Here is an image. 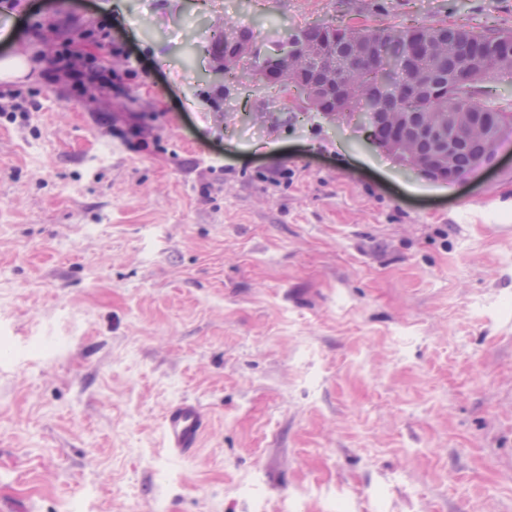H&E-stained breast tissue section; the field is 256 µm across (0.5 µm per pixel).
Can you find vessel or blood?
Masks as SVG:
<instances>
[{
    "label": "vessel or blood",
    "instance_id": "obj_1",
    "mask_svg": "<svg viewBox=\"0 0 512 512\" xmlns=\"http://www.w3.org/2000/svg\"><path fill=\"white\" fill-rule=\"evenodd\" d=\"M208 417L201 404L184 399L169 406L162 419V434L167 450L188 456L200 447Z\"/></svg>",
    "mask_w": 512,
    "mask_h": 512
}]
</instances>
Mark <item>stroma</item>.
I'll return each mask as SVG.
<instances>
[{
    "label": "stroma",
    "instance_id": "obj_1",
    "mask_svg": "<svg viewBox=\"0 0 512 512\" xmlns=\"http://www.w3.org/2000/svg\"><path fill=\"white\" fill-rule=\"evenodd\" d=\"M20 0L0 123V502L12 512H512V134L445 185L356 122L218 90L226 20L512 31V0ZM103 19L120 77L69 92ZM199 401L175 457L165 410ZM80 39L98 45H107L112 52V26L102 22L85 26L79 32ZM74 52L72 50L71 40L68 38L62 42L60 48L56 51V57L53 58V65H57V68L64 71H69L72 88L74 91L84 85L85 78L88 74L85 70L94 78L98 79L100 83L108 85L112 88V71L101 69L94 58H86L81 60V67L79 68L73 63ZM85 69V70H84ZM2 99L5 101L2 102ZM0 101V118L5 117L10 123H15L18 118L21 123L28 120L30 112L28 101L20 93L11 91L0 93ZM208 417L201 404L184 399L169 406L162 419V434L167 450L189 456L200 447Z\"/></svg>",
    "mask_w": 512,
    "mask_h": 512
}]
</instances>
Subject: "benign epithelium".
<instances>
[{
	"label": "benign epithelium",
	"mask_w": 512,
	"mask_h": 512,
	"mask_svg": "<svg viewBox=\"0 0 512 512\" xmlns=\"http://www.w3.org/2000/svg\"><path fill=\"white\" fill-rule=\"evenodd\" d=\"M474 37L473 31L460 25L438 22L416 32L414 41L399 48L395 61L387 67L383 83L390 84L403 79L404 74L415 67L417 57L435 42L452 39L468 51ZM359 58H376L383 50V28L365 22H351L345 27L331 32L327 38L305 46L304 55L308 65L297 73L295 79L279 82L284 93L280 111L311 108L313 112L328 114L325 108L329 100L336 101V110L330 114L348 120H358L359 114L344 109L347 98L345 84L336 76V60L339 48ZM499 59L497 71L492 77H505L512 74V35L505 34L493 44ZM297 51V44L289 39L274 50L262 54L254 42H245L236 37L229 43V50L222 57L213 59L218 73L244 65L247 62L260 64L263 75L275 82L280 73ZM440 82L426 70H417L416 80L409 86V94L420 100L437 93ZM503 112H450L448 115L427 120L418 112H397L386 115L377 112L371 116L368 125V139L382 151L394 156L405 168L440 184H462L471 177L495 168L499 162V148L507 127ZM394 125L408 130L412 137L424 145V150L414 156L409 155L396 137L384 138L377 135V128ZM480 127L485 131L487 150L472 158L470 170L458 173L454 162L459 152L465 148L469 131Z\"/></svg>",
	"instance_id": "benign-epithelium-1"
}]
</instances>
